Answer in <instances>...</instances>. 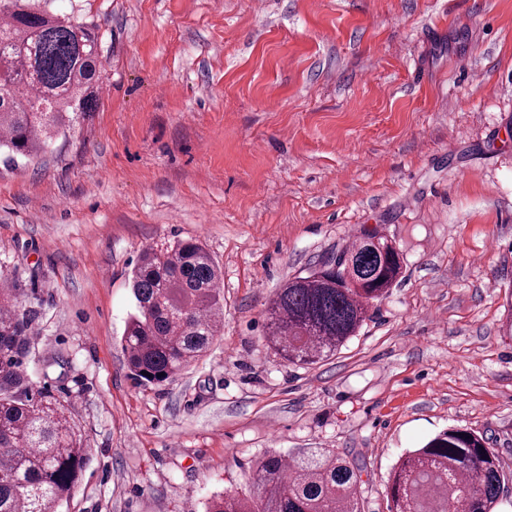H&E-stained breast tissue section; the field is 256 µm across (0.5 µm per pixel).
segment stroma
<instances>
[{
  "label": "stroma",
  "instance_id": "obj_1",
  "mask_svg": "<svg viewBox=\"0 0 512 512\" xmlns=\"http://www.w3.org/2000/svg\"><path fill=\"white\" fill-rule=\"evenodd\" d=\"M95 24L93 112L0 158V284L23 368L71 406L87 459L57 512H205L265 451L398 458L450 426L512 472V0H56ZM403 252L359 336L300 368L264 311L364 226ZM196 238L224 329L157 386L122 337L141 251Z\"/></svg>",
  "mask_w": 512,
  "mask_h": 512
}]
</instances>
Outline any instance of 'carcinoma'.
Returning a JSON list of instances; mask_svg holds the SVG:
<instances>
[{"label":"carcinoma","mask_w":512,"mask_h":512,"mask_svg":"<svg viewBox=\"0 0 512 512\" xmlns=\"http://www.w3.org/2000/svg\"><path fill=\"white\" fill-rule=\"evenodd\" d=\"M49 3L6 0L0 8V152L13 164L45 152L97 101L95 26L56 15ZM403 263L380 227L362 228L276 291L265 313L269 345L296 366L335 355L398 284ZM130 278L128 368L142 385L162 384L219 336L220 271L201 242L179 238L145 248ZM21 308L17 289H0V512H44L71 495L84 443L67 406L30 386ZM362 472L333 451L268 452L254 460L248 490L214 496L206 512H362ZM508 480L483 435L449 427L399 458L387 482L389 512H497Z\"/></svg>","instance_id":"carcinoma-1"}]
</instances>
